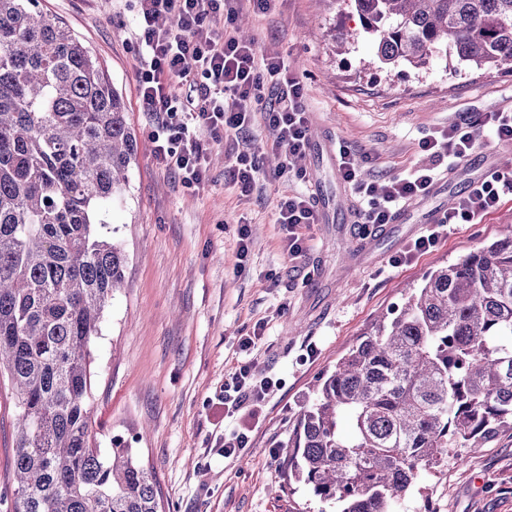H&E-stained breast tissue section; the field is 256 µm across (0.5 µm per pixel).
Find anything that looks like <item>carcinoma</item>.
<instances>
[{"label": "carcinoma", "mask_w": 512, "mask_h": 512, "mask_svg": "<svg viewBox=\"0 0 512 512\" xmlns=\"http://www.w3.org/2000/svg\"><path fill=\"white\" fill-rule=\"evenodd\" d=\"M383 65L443 53L512 73V0H352ZM138 144L95 55L37 0H0V377L19 433L12 512H160L155 477L102 453L90 342L127 256L101 232ZM512 430V233L426 273L321 379L288 476L338 512H396L448 449Z\"/></svg>", "instance_id": "1"}]
</instances>
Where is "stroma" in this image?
<instances>
[{
    "label": "stroma",
    "mask_w": 512,
    "mask_h": 512,
    "mask_svg": "<svg viewBox=\"0 0 512 512\" xmlns=\"http://www.w3.org/2000/svg\"><path fill=\"white\" fill-rule=\"evenodd\" d=\"M97 54L122 94L138 137L129 188L114 201L105 234L126 255L124 282L104 311L91 343L89 407L95 444L113 439L134 448L157 478L163 512H331L284 474L282 443L317 381L332 371L375 320L402 305L425 272L475 251L512 229V198L476 224H454L438 245L412 263L391 267L425 230L423 210L447 208L492 161L512 156L495 140L489 115L512 113V74L474 71L435 57L420 69L382 66L372 36L336 50L339 27L358 28L348 0H273L262 11L246 4L238 19L263 52L284 56L304 86L310 149L298 165L305 179L276 176L280 162L262 115L249 130L212 143L207 178L187 190L159 164L148 134L153 116L137 94L139 47L127 0H39ZM469 121L477 145L455 169L443 194L414 207L410 224L362 234L343 221L346 186L331 152L348 146L369 182L403 176L431 158L420 143L448 125ZM257 155L261 171L250 193L229 184L225 169L240 152ZM307 193L320 221L306 228L307 254L290 259L276 222L282 197ZM249 252L236 256L239 230ZM256 336L251 352L242 339ZM255 379H275L264 399L228 413L224 382L241 362ZM248 445L225 457V432ZM14 398L0 382V492L12 487ZM512 512V432L475 448H452L402 500L418 512Z\"/></svg>",
    "instance_id": "obj_1"
}]
</instances>
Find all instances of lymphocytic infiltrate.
Instances as JSON below:
<instances>
[{"mask_svg": "<svg viewBox=\"0 0 512 512\" xmlns=\"http://www.w3.org/2000/svg\"><path fill=\"white\" fill-rule=\"evenodd\" d=\"M133 27L139 43L137 90L156 123L149 133L153 155L174 170L184 187L195 188L209 163L208 139L247 130L266 87L279 88L274 104L265 109V122L280 152V174L303 177L295 162L309 147V113L304 87L284 58L258 54L253 44L237 38L231 27L242 0H137ZM188 86V94L175 90ZM468 122L449 125L421 143L422 151L450 163L464 161L474 148ZM337 173L358 194V222L362 229L392 223L400 204L426 197L438 179L436 169L420 166L408 176L382 185L362 179L359 161L347 146H339ZM512 194V175L491 173L472 182L464 194L444 211L440 224L413 239L392 263L402 266L430 252L447 224H473L498 210ZM317 208L309 196L280 200L276 221L287 233L290 258L307 251L303 227L317 223ZM272 379L254 381L249 364L236 368L224 382V401L240 407L261 400L273 387Z\"/></svg>", "mask_w": 512, "mask_h": 512, "instance_id": "lymphocytic-infiltrate-1", "label": "lymphocytic infiltrate"}]
</instances>
